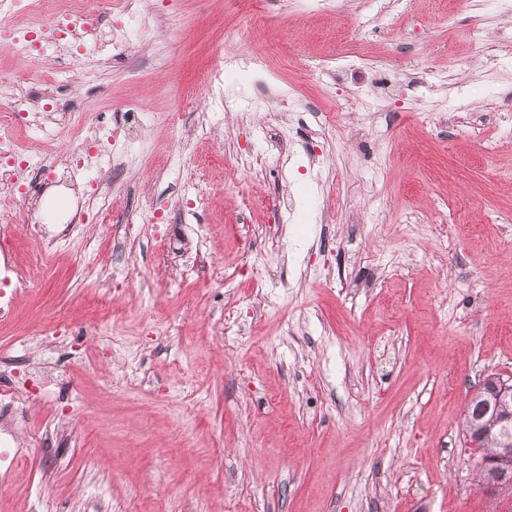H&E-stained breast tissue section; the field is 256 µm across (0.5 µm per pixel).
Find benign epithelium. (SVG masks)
Returning a JSON list of instances; mask_svg holds the SVG:
<instances>
[{
  "instance_id": "benign-epithelium-1",
  "label": "benign epithelium",
  "mask_w": 512,
  "mask_h": 512,
  "mask_svg": "<svg viewBox=\"0 0 512 512\" xmlns=\"http://www.w3.org/2000/svg\"><path fill=\"white\" fill-rule=\"evenodd\" d=\"M471 444L483 450L479 483L489 493L512 497V375H490L465 402Z\"/></svg>"
}]
</instances>
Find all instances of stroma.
Listing matches in <instances>:
<instances>
[{
  "instance_id": "obj_1",
  "label": "stroma",
  "mask_w": 512,
  "mask_h": 512,
  "mask_svg": "<svg viewBox=\"0 0 512 512\" xmlns=\"http://www.w3.org/2000/svg\"><path fill=\"white\" fill-rule=\"evenodd\" d=\"M145 9L95 86L62 39L69 108L138 122L112 194L158 214L134 239L123 209L88 223L117 326L77 239L0 327V369L52 320L71 329L34 354L50 384L0 445V512L34 490L42 512H491L462 418L512 374V0ZM15 29L0 20V74L41 91L55 65L10 54ZM340 40L361 59L337 65ZM238 54L270 67L266 91L226 72L244 90L213 115L210 72ZM28 218L0 200L22 261L42 248Z\"/></svg>"
}]
</instances>
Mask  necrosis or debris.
<instances>
[{"label": "necrosis or debris", "instance_id": "obj_1", "mask_svg": "<svg viewBox=\"0 0 512 512\" xmlns=\"http://www.w3.org/2000/svg\"><path fill=\"white\" fill-rule=\"evenodd\" d=\"M127 17L138 23L137 0H108L106 7H92L90 0H0V16L18 15L23 19L10 53L20 59L39 55L55 60L56 87H63L67 66L63 48L56 36L58 28L76 36L82 44L94 45V54L85 58L87 76H94L103 62L126 55L129 42L123 31L113 30L106 19L112 14ZM33 104L25 94L12 97L7 110L0 112V193L23 190L29 207H36L46 189L45 174L53 163L43 152L33 150L25 138L27 130H37L42 139L55 141L68 134L71 149L61 168L66 182L76 187L85 181L84 173L95 167L115 171V155L127 141L126 118L109 112L97 113L87 120L84 113L65 112L57 121L39 122L33 119ZM42 257L21 262L9 238H0V284L10 286L14 296L28 293L39 282Z\"/></svg>", "mask_w": 512, "mask_h": 512}]
</instances>
